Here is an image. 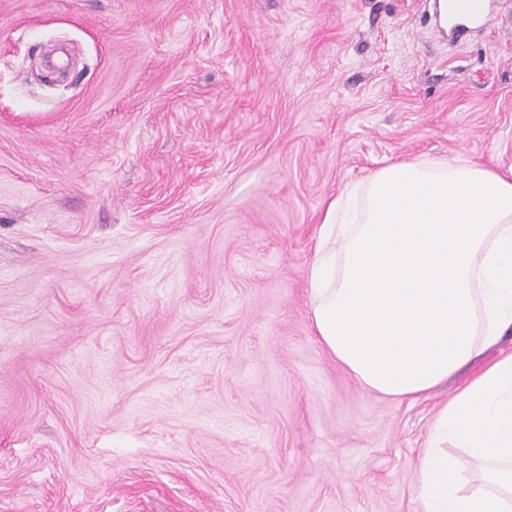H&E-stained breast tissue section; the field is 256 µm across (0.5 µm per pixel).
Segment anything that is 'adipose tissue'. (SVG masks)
<instances>
[{"instance_id": "obj_1", "label": "adipose tissue", "mask_w": 512, "mask_h": 512, "mask_svg": "<svg viewBox=\"0 0 512 512\" xmlns=\"http://www.w3.org/2000/svg\"><path fill=\"white\" fill-rule=\"evenodd\" d=\"M308 284L317 338L364 389L428 397L512 332V169L399 161L348 185ZM448 442L485 464L480 487ZM416 483L420 512H512V353L438 411Z\"/></svg>"}]
</instances>
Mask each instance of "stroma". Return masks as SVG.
Returning <instances> with one entry per match:
<instances>
[{
  "mask_svg": "<svg viewBox=\"0 0 512 512\" xmlns=\"http://www.w3.org/2000/svg\"><path fill=\"white\" fill-rule=\"evenodd\" d=\"M0 0V512H418L437 410L319 344L328 203L512 167V0Z\"/></svg>",
  "mask_w": 512,
  "mask_h": 512,
  "instance_id": "35a3bbf8",
  "label": "stroma"
}]
</instances>
